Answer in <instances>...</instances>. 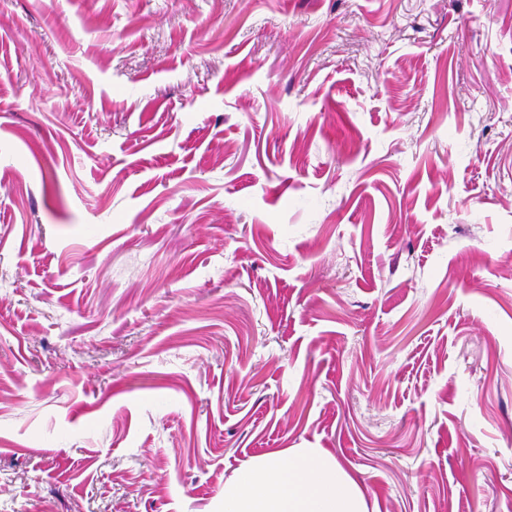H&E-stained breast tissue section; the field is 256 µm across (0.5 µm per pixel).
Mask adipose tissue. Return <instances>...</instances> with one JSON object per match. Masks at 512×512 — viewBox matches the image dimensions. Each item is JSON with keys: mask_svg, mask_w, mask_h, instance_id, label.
I'll list each match as a JSON object with an SVG mask.
<instances>
[{"mask_svg": "<svg viewBox=\"0 0 512 512\" xmlns=\"http://www.w3.org/2000/svg\"><path fill=\"white\" fill-rule=\"evenodd\" d=\"M224 512H368L361 484L329 452L292 448L246 464L224 485Z\"/></svg>", "mask_w": 512, "mask_h": 512, "instance_id": "adipose-tissue-1", "label": "adipose tissue"}]
</instances>
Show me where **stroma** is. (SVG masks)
I'll return each mask as SVG.
<instances>
[{"mask_svg":"<svg viewBox=\"0 0 512 512\" xmlns=\"http://www.w3.org/2000/svg\"><path fill=\"white\" fill-rule=\"evenodd\" d=\"M291 448L512 512V0H0V512Z\"/></svg>","mask_w":512,"mask_h":512,"instance_id":"stroma-1","label":"stroma"}]
</instances>
